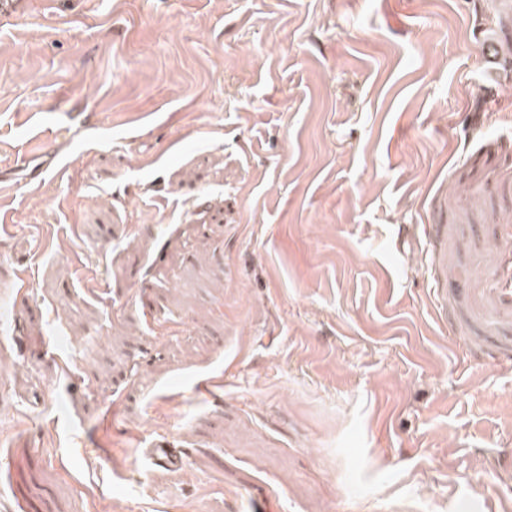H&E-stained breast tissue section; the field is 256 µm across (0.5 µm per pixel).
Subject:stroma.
<instances>
[{
    "label": "stroma",
    "instance_id": "stroma-1",
    "mask_svg": "<svg viewBox=\"0 0 512 512\" xmlns=\"http://www.w3.org/2000/svg\"><path fill=\"white\" fill-rule=\"evenodd\" d=\"M487 14L0 17V512H512V373L444 318L512 225ZM477 35L483 45V58L485 60L486 77L488 81L496 82L499 75L498 63L500 57L498 55H494L495 44L490 38H488L484 28L479 27Z\"/></svg>",
    "mask_w": 512,
    "mask_h": 512
}]
</instances>
